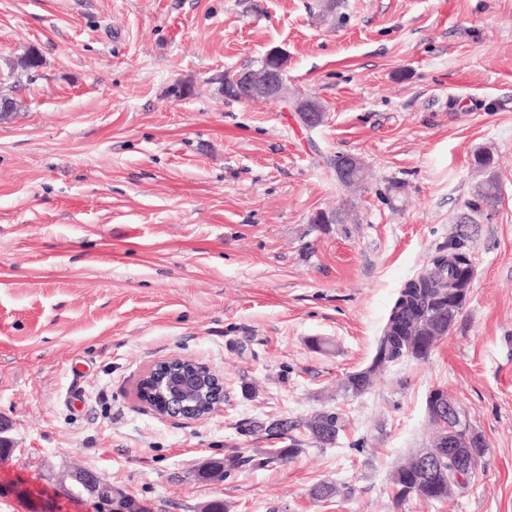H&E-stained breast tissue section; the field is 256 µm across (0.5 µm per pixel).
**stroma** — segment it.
<instances>
[{
  "mask_svg": "<svg viewBox=\"0 0 512 512\" xmlns=\"http://www.w3.org/2000/svg\"><path fill=\"white\" fill-rule=\"evenodd\" d=\"M0 0V95L31 48L23 107L0 122V512H109L86 468L148 512H512V0ZM288 54L325 107L309 129L218 78ZM187 82L194 93L172 95ZM492 153L501 197L466 223ZM362 157V185L330 161ZM335 213L329 224L318 212ZM469 235L474 278L426 359L364 394L401 286ZM323 348H315L314 340ZM224 377L201 422L143 409L133 386L172 355ZM448 394L488 448L443 502H394L391 476ZM345 423L320 446L305 423ZM288 419L287 436L265 424ZM297 448L285 464L266 450ZM238 465L197 480L209 458ZM336 483L337 496L313 488Z\"/></svg>",
  "mask_w": 512,
  "mask_h": 512,
  "instance_id": "1",
  "label": "stroma"
}]
</instances>
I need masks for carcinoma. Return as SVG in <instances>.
Returning <instances> with one entry per match:
<instances>
[{
	"label": "carcinoma",
	"mask_w": 512,
	"mask_h": 512,
	"mask_svg": "<svg viewBox=\"0 0 512 512\" xmlns=\"http://www.w3.org/2000/svg\"><path fill=\"white\" fill-rule=\"evenodd\" d=\"M498 199V181L489 175L477 184L467 208L477 214L495 206ZM466 274L471 276L474 271L464 241L452 239L440 246L430 266L400 288L378 336L370 365L349 374L342 384L343 391L361 395L372 386L374 375L381 366L405 357L426 358L436 341L448 335L467 300L468 294L465 293L458 298L453 309H448V295ZM427 414L437 427L433 446L439 448L449 436L452 421L448 414L432 409L427 410ZM305 427L317 443L330 445L343 428V417L335 410L323 411L313 416ZM236 465L237 460L233 458H210L197 470V477L206 481H220ZM478 477L477 470L471 473L461 470L455 454L445 450L437 461L434 475L421 471L414 459L395 470L392 475L394 499L398 504L412 496L427 501H442L448 498V484L457 486V492L463 493ZM97 482L103 490L112 491V499L102 497L100 501L116 509L125 507V502L129 500L127 495L100 478Z\"/></svg>",
	"instance_id": "cac0c4a2"
}]
</instances>
